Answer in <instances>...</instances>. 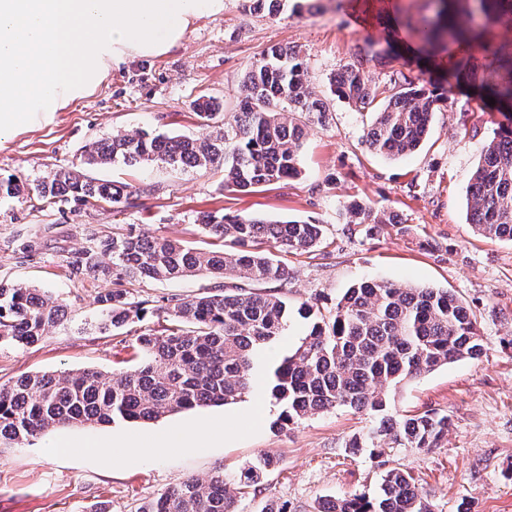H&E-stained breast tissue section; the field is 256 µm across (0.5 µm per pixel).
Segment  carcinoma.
<instances>
[{
	"instance_id": "obj_1",
	"label": "carcinoma",
	"mask_w": 512,
	"mask_h": 512,
	"mask_svg": "<svg viewBox=\"0 0 512 512\" xmlns=\"http://www.w3.org/2000/svg\"><path fill=\"white\" fill-rule=\"evenodd\" d=\"M248 0L252 13L277 16L287 0ZM435 18L421 30L425 40L447 38L451 44L481 39L494 19L512 21V0H465L473 26L454 19L456 0H434ZM454 62L448 78L425 84L402 76L378 99L358 68L344 69L333 92L359 111L372 114L364 144L375 155L393 159L424 144L450 78L466 70ZM491 79L482 99L512 109V54L491 53ZM205 125L217 123L222 105L202 96L194 103ZM325 103L309 89L307 67L295 50L272 47L245 73L238 111L224 122V132L192 138L167 134H117L87 145L83 164L104 167L161 162L173 167L224 166V189L247 192L279 184L301 173L302 119L322 120ZM43 202H106L114 209L129 204L125 186L60 170L32 188ZM350 223L373 236L394 220L358 202L347 207ZM469 223L490 238L512 242V119L498 124L473 172L468 198ZM201 232L219 248L190 247L145 235L114 234L96 247L74 254L67 264L75 278L120 281L125 278L168 281L204 275L213 279L206 293L166 298V324L146 329L135 339L139 361L112 374L94 368L75 373H35L0 385V439L20 445L50 427L103 425L116 421H152L182 409L224 405L251 388L259 352L283 335L288 302L260 285L284 284L288 266L271 250L309 252L324 243V228L305 220L280 221L250 215L206 213ZM108 261H103V258ZM102 319L98 330L123 327L138 316V305L125 291L98 293ZM63 305L30 286L0 281V346L25 348L39 342L46 328L63 315ZM484 351L471 308L443 288L401 287L365 280L322 314L293 352L268 369L271 397L288 424L337 408L381 412L386 392L404 381L451 362L477 359ZM447 413L425 410L414 415H386L345 445L354 454L380 448H433L448 434ZM265 453L258 463L233 474L222 471L206 480L188 478L144 503L140 512H238L235 490L255 488L263 473L276 466ZM320 512H429L412 477L399 468L384 472L375 497L351 494L326 502Z\"/></svg>"
}]
</instances>
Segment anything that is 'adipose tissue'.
<instances>
[{"label":"adipose tissue","instance_id":"ef3b65f1","mask_svg":"<svg viewBox=\"0 0 512 512\" xmlns=\"http://www.w3.org/2000/svg\"><path fill=\"white\" fill-rule=\"evenodd\" d=\"M224 0H0V141L49 123L113 65L166 54Z\"/></svg>","mask_w":512,"mask_h":512}]
</instances>
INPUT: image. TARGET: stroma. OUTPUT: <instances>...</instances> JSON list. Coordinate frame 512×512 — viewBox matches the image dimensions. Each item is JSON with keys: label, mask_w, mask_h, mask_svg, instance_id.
Here are the masks:
<instances>
[{"label": "stroma", "mask_w": 512, "mask_h": 512, "mask_svg": "<svg viewBox=\"0 0 512 512\" xmlns=\"http://www.w3.org/2000/svg\"><path fill=\"white\" fill-rule=\"evenodd\" d=\"M246 0H224L222 15L198 21L168 53L113 66L91 96L56 113L51 123L0 142V180L33 186L55 172L79 167L87 143L139 130L203 136L194 100L203 94L225 111L238 109L246 70L270 47H291L305 60L311 90L327 105L322 122L309 124L301 174L285 184L250 192L224 188V169L131 167L117 163L92 177L138 193L131 207L63 202L45 206L36 197L0 193V280L35 286L66 305L65 317L35 345L0 348V384L25 373H109L131 366L133 343L144 329L164 323L163 297H193L212 284L204 276L173 281L126 280L130 300L142 303L139 319L100 333L99 291L109 279L69 277V257L115 233L146 234L204 246L198 228L204 211L252 214L276 220H309L325 227L327 246L310 253H280L290 271L286 285H271L288 299V329L264 355L272 364L307 335L316 312H328L347 288L366 279L447 289L478 318L484 353L442 366L389 392L386 411L448 412V434L434 448H384L378 458L354 457L345 443L374 425L369 412L339 409L296 423H278L266 373L237 403L194 408L140 423L57 427L30 443L0 444V512H84L103 501L110 512H138L143 502L186 478L236 472L264 453L278 466L256 489L238 495L239 512H317L332 497L374 495L390 468L408 471L431 512H512V244L481 235L466 220L467 190L485 143L502 116L489 111L467 87L453 89L432 120L417 152L388 160L362 144L372 116L353 110L330 92L343 68L365 72L379 89L399 74L434 80L448 67V45H425L418 32L433 15L425 0H317L312 11L269 18L249 12ZM393 46L398 61L381 64L374 50ZM353 199L380 213H396L400 228L377 236L349 232L346 204ZM39 245L21 259L23 241ZM313 314H305V306ZM223 418L222 442L208 448H175L121 461L83 448L82 442L151 437L197 428ZM70 447H61V440Z\"/></svg>", "instance_id": "35a3bbf8"}]
</instances>
